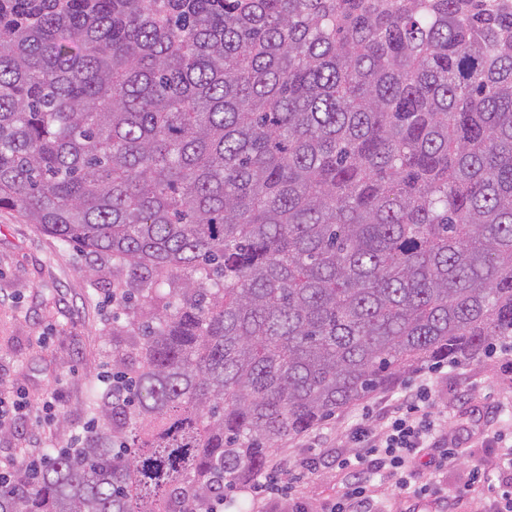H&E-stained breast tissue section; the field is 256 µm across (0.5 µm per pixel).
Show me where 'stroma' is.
Listing matches in <instances>:
<instances>
[{"instance_id":"1","label":"stroma","mask_w":512,"mask_h":512,"mask_svg":"<svg viewBox=\"0 0 512 512\" xmlns=\"http://www.w3.org/2000/svg\"><path fill=\"white\" fill-rule=\"evenodd\" d=\"M116 283L111 260L83 254L46 236L17 212L0 208V392L20 395L27 406L26 413L0 424L1 459H21L33 445L65 448L85 436L92 417L89 390L111 370L112 325L125 320L110 302ZM420 378L412 373L280 443L269 460L280 479H287L305 447H314L320 458L305 480L300 505L306 512H326L348 480V472L335 464L349 448L347 431L359 423L380 424ZM433 391L448 414L442 437L459 459L456 466L437 471L421 458L424 478L451 498L476 466L492 483L511 480L512 472L499 465L492 434L506 420L502 403L512 397V354L444 367L435 375Z\"/></svg>"}]
</instances>
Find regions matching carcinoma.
<instances>
[{
    "label": "carcinoma",
    "instance_id": "cac0c4a2",
    "mask_svg": "<svg viewBox=\"0 0 512 512\" xmlns=\"http://www.w3.org/2000/svg\"><path fill=\"white\" fill-rule=\"evenodd\" d=\"M112 259L83 446L0 512H214L512 337V3L0 0V208Z\"/></svg>",
    "mask_w": 512,
    "mask_h": 512
}]
</instances>
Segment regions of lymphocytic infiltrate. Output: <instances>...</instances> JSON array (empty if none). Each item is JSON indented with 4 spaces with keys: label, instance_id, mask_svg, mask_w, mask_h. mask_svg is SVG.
<instances>
[{
    "label": "lymphocytic infiltrate",
    "instance_id": "obj_1",
    "mask_svg": "<svg viewBox=\"0 0 512 512\" xmlns=\"http://www.w3.org/2000/svg\"><path fill=\"white\" fill-rule=\"evenodd\" d=\"M441 418L431 380L426 377L414 394L398 400L381 426L360 424L352 429L350 440L355 450L339 458L337 466L350 471L353 478L344 484L330 512H378L369 477L373 468L391 474L398 494L439 497L438 489L420 480L414 462L424 450L436 447ZM317 464L318 458L313 454L300 459L293 468V477L283 485L269 472L256 477L250 486L254 500L299 499L303 479L313 473Z\"/></svg>",
    "mask_w": 512,
    "mask_h": 512
}]
</instances>
